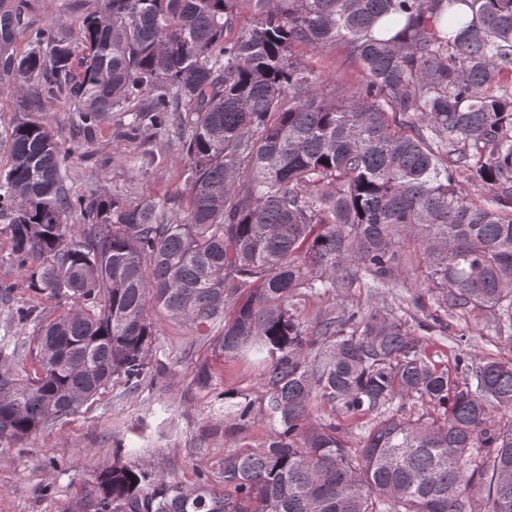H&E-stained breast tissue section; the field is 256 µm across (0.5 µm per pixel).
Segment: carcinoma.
Instances as JSON below:
<instances>
[{
  "instance_id": "1",
  "label": "carcinoma",
  "mask_w": 512,
  "mask_h": 512,
  "mask_svg": "<svg viewBox=\"0 0 512 512\" xmlns=\"http://www.w3.org/2000/svg\"><path fill=\"white\" fill-rule=\"evenodd\" d=\"M28 11L0 0V70L52 76L25 111L50 94L88 133L124 112L128 138L180 139L188 198L177 213L148 193L71 196L52 122L13 128L11 259L75 303L41 325L33 373L0 358V443L139 389L161 351L153 306L253 359L259 391L216 410L269 430L224 449L220 491L204 471L114 462L94 512H512V362L456 382L417 334L443 318L413 324L384 299L417 246L438 310L481 307L512 332V0H101L73 36ZM299 47L342 48L361 88L325 92ZM347 288L377 295L306 320L300 301ZM195 384L213 389L209 366Z\"/></svg>"
}]
</instances>
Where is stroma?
Listing matches in <instances>:
<instances>
[{"label":"stroma","instance_id":"1","mask_svg":"<svg viewBox=\"0 0 512 512\" xmlns=\"http://www.w3.org/2000/svg\"><path fill=\"white\" fill-rule=\"evenodd\" d=\"M36 26L76 33L96 0H31ZM314 73L331 86L355 89L364 75L358 63L342 50L301 49ZM24 93L15 80L0 79V170L11 157L10 134L26 114ZM69 155L64 163L67 191L85 197L107 191L138 201L143 193L175 200L184 207L187 155L178 139L164 145L128 140L118 135L120 113H112L85 135L75 118L74 105L60 97L42 101ZM153 152L150 166L138 169L130 156ZM11 240L0 233V355L20 353V370H31L38 359L39 323H20L18 309L38 305L44 319H53L71 307L66 297H53L32 288L11 260ZM157 344L164 347L162 363L152 366L148 381L138 390L111 387L92 405L83 407L61 425L22 441L0 445V512H93L98 473L113 461L130 466L148 464L161 474L192 480L196 470H219L225 449L264 437L268 428L256 422L237 428L214 413L215 392L255 391L259 372L244 359H226L209 342L198 340L182 321L153 309ZM447 335L423 333L427 355L450 378L463 380L466 372L458 357L479 362L488 355L512 360V337L495 335L488 315L480 308L449 317ZM216 376L215 392L196 389L193 378L201 363Z\"/></svg>","mask_w":512,"mask_h":512}]
</instances>
